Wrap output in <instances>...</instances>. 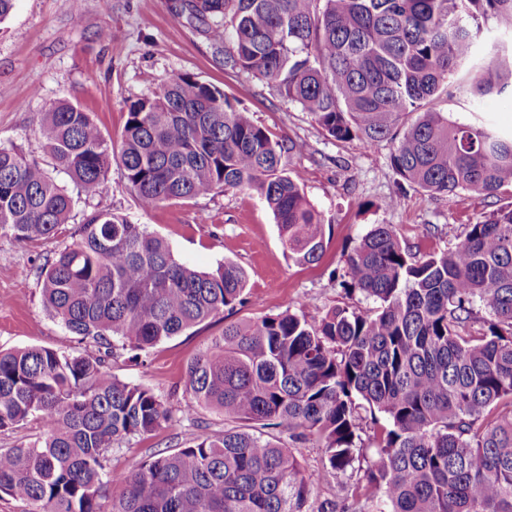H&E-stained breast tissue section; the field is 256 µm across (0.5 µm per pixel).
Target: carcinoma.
Returning <instances> with one entry per match:
<instances>
[{
    "label": "carcinoma",
    "instance_id": "carcinoma-1",
    "mask_svg": "<svg viewBox=\"0 0 512 512\" xmlns=\"http://www.w3.org/2000/svg\"><path fill=\"white\" fill-rule=\"evenodd\" d=\"M179 2L174 14L205 33L225 68L266 80L338 141L393 142V171L427 196L512 192V130L431 108L460 71L479 112L512 88V0ZM480 16L511 39L482 38ZM127 109L116 145L81 107L52 105L38 134L53 168L92 196L115 162L144 209L252 190L288 259L320 261L322 215L283 169L305 142L283 145L189 74ZM75 205L38 160L0 144V233L54 236ZM37 274L49 314L99 355L0 351V431L30 421L42 430L0 448V493L28 512H512V202L420 258L393 225H375L331 273L346 297L374 308L225 324L188 365L179 409L113 377L106 359L243 305L240 266L199 272L143 225L97 210ZM200 408L221 411L224 430L208 432ZM183 421L198 428L187 446L132 474L109 469L115 446ZM368 427L379 432L367 444ZM308 444L335 472L369 448L365 484L313 507V475L298 458ZM110 484L125 491L109 507Z\"/></svg>",
    "mask_w": 512,
    "mask_h": 512
}]
</instances>
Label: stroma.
Wrapping results in <instances>:
<instances>
[{"mask_svg":"<svg viewBox=\"0 0 512 512\" xmlns=\"http://www.w3.org/2000/svg\"><path fill=\"white\" fill-rule=\"evenodd\" d=\"M177 74H190L219 86L253 119L282 142L303 140L306 151L284 156L287 171L300 176L306 198L326 223L320 262L289 261L272 213L252 191L228 190L143 210L112 166L99 191L80 199L77 211L109 210L162 236L175 258L201 271L232 261L245 272L243 306L208 319L162 342L140 358L116 349L110 371L117 378L184 405L188 364L222 335L225 323L277 314L304 302L316 315L343 304L345 296L330 274L345 266L344 253L374 225L392 224L413 253L459 242L467 224L512 202V195L468 193L431 198L398 183L390 156L392 144L368 147L325 134L297 104L247 72L225 69L212 55L202 32L170 10V0H82V20L73 23L69 0H16L0 22V143L20 147L27 157L50 166L37 134L43 112L65 100L91 112L113 143H120L127 104L147 88ZM400 207H390L394 196ZM435 237L423 236L425 225ZM78 220L50 238L14 239L0 235V349L42 346L74 355H92L93 344L72 336L43 308L34 266L54 256L76 237ZM197 431L183 422L134 437L112 451V472L127 474L154 453L183 447ZM301 462L316 472L317 500L333 499L342 488L364 478V462L343 472L322 468L321 451L302 448Z\"/></svg>","mask_w":512,"mask_h":512,"instance_id":"stroma-1","label":"stroma"}]
</instances>
